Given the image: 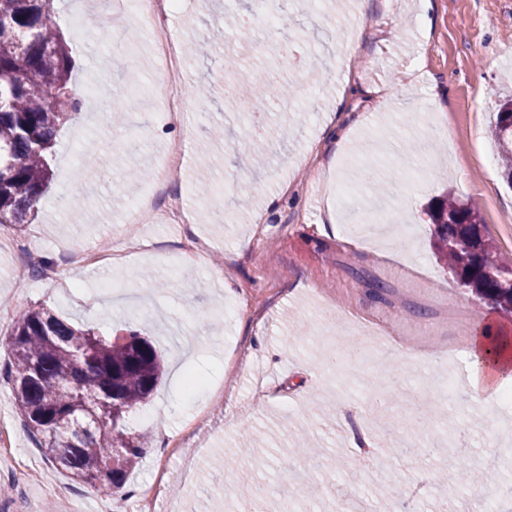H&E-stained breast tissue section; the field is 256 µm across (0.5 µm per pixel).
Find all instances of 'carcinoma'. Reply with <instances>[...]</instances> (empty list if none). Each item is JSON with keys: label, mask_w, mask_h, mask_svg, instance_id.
I'll return each mask as SVG.
<instances>
[{"label": "carcinoma", "mask_w": 512, "mask_h": 512, "mask_svg": "<svg viewBox=\"0 0 512 512\" xmlns=\"http://www.w3.org/2000/svg\"><path fill=\"white\" fill-rule=\"evenodd\" d=\"M50 0H0V224H27L53 177L58 127L76 109L71 49L49 24ZM71 101V109L62 105ZM491 136L512 185V99ZM434 248L460 284L492 307L512 312L506 277L478 214L448 194L428 206ZM126 339L97 336L42 307L21 311L0 369L24 425L46 458L104 494L121 487L145 453L147 437L124 418L147 404L163 361L133 329Z\"/></svg>", "instance_id": "obj_1"}]
</instances>
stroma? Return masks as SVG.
Wrapping results in <instances>:
<instances>
[{"mask_svg":"<svg viewBox=\"0 0 512 512\" xmlns=\"http://www.w3.org/2000/svg\"><path fill=\"white\" fill-rule=\"evenodd\" d=\"M253 0H183L168 20L181 44L223 38L185 56L186 97L207 110L158 126L166 88L154 40L125 0H112L111 42L98 0H51L49 23L72 49V85L100 83L99 100L57 134L53 179L34 221L11 229L36 241L54 275L23 277L0 248V365L18 311L48 305L100 334L126 327L165 359L152 400L126 416L130 433L169 430L180 448H147L122 488L102 494L48 462L0 380V497L8 512H139L138 488L158 468L184 512H327L361 498L364 512H469L471 498L512 512V421L468 392L458 354L453 394L441 386L458 336L512 314L462 287L433 247L427 204L451 191L475 209L501 263L512 268V189L490 129L512 97V0H371L375 34L338 66L357 0H286L277 27L241 34ZM236 57L257 83L293 87L283 102L247 101L225 67ZM127 104V119L112 109ZM264 112L255 167L247 144ZM373 124L347 130L349 115ZM333 215L334 224L324 221ZM251 240L243 252L239 238ZM193 239L204 260L187 265ZM122 246L119 265L73 266L77 250ZM386 290L376 296L374 283ZM411 357L400 356V348ZM360 411L339 422L338 401ZM469 437L470 465L498 474L492 491H459L431 436ZM376 458L360 463L356 437Z\"/></svg>","mask_w":512,"mask_h":512,"instance_id":"1","label":"stroma"}]
</instances>
